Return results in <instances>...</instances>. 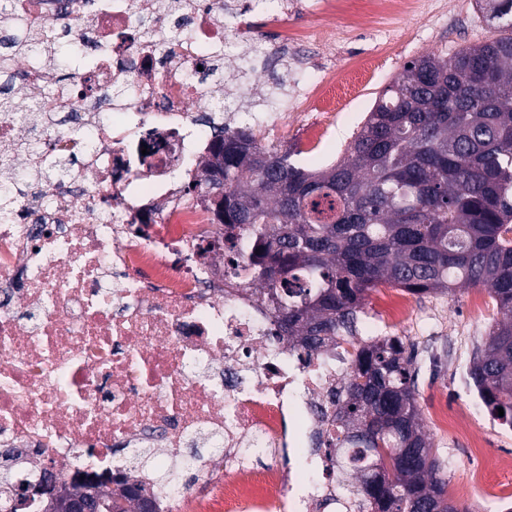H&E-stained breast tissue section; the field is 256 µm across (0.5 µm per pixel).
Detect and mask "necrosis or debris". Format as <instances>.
<instances>
[{
	"label": "necrosis or debris",
	"mask_w": 512,
	"mask_h": 512,
	"mask_svg": "<svg viewBox=\"0 0 512 512\" xmlns=\"http://www.w3.org/2000/svg\"><path fill=\"white\" fill-rule=\"evenodd\" d=\"M163 0H15L18 37L49 26L98 42L83 100L49 141L79 157L71 179L29 182L17 143L30 127L0 116V154L18 200L0 223V446L21 452L38 484L138 486L158 512H336L334 390L347 363L296 349L260 296L215 248L218 221L180 181L202 176L212 124L235 129L225 89L211 105L202 72L215 47L251 37L258 0H178L173 37L144 38ZM234 26H227L225 17ZM153 450L149 467L128 456ZM194 481L171 483L174 466Z\"/></svg>",
	"instance_id": "1"
}]
</instances>
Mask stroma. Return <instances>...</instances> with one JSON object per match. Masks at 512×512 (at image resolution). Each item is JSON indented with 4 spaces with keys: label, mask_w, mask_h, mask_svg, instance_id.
<instances>
[{
    "label": "stroma",
    "mask_w": 512,
    "mask_h": 512,
    "mask_svg": "<svg viewBox=\"0 0 512 512\" xmlns=\"http://www.w3.org/2000/svg\"><path fill=\"white\" fill-rule=\"evenodd\" d=\"M344 11L333 15L304 13L289 18V27L299 29L308 48L306 67L318 74L333 68L347 71L366 62L367 73L356 79L350 89L336 93L341 111L325 113L319 105L294 109L293 72L288 61L253 66L250 58L234 57L224 77L233 86L244 89L245 109L249 112H284L287 132L255 128L262 141L284 146L298 145L301 164L317 168L340 159L351 135L356 132L375 97L402 70L405 63L434 51L453 54L460 47L478 45L495 38L496 32L479 19L473 0H421L418 12L390 18H378L361 36L332 39V30L348 26ZM398 288L381 286L370 291L365 310L380 317L379 331L398 335L418 353L416 399L427 433L448 477V499L471 512H500L496 499L506 496L512 474L489 473L486 483L495 498L460 494L471 476L484 469L487 458L512 453V428L494 422L476 393L463 379L476 345L485 341L491 326L499 318L488 290L460 288L452 295L413 296L414 315L405 328L385 322L388 306L399 299ZM463 427L478 436L484 445L482 454L472 455L456 434Z\"/></svg>",
    "instance_id": "1"
}]
</instances>
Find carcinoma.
Returning a JSON list of instances; mask_svg holds the SVG:
<instances>
[{
    "label": "carcinoma",
    "mask_w": 512,
    "mask_h": 512,
    "mask_svg": "<svg viewBox=\"0 0 512 512\" xmlns=\"http://www.w3.org/2000/svg\"><path fill=\"white\" fill-rule=\"evenodd\" d=\"M475 3L499 36L406 63L336 163L308 170L291 161L293 147L222 129L192 186L215 199L224 257L263 296L288 344L352 345L330 447L341 494L358 512H468L448 502V477L424 430L415 352L362 327L370 290L487 289L501 318L464 379L493 419L512 427V0ZM31 49L64 78L72 77L66 65L93 63L68 31L19 41L0 25V70ZM23 83H0V114L26 123L48 106L50 90L27 97ZM71 165L51 154L35 176L52 183ZM95 500L98 512H129L131 503L143 512L146 496L128 486Z\"/></svg>",
    "instance_id": "carcinoma-1"
}]
</instances>
